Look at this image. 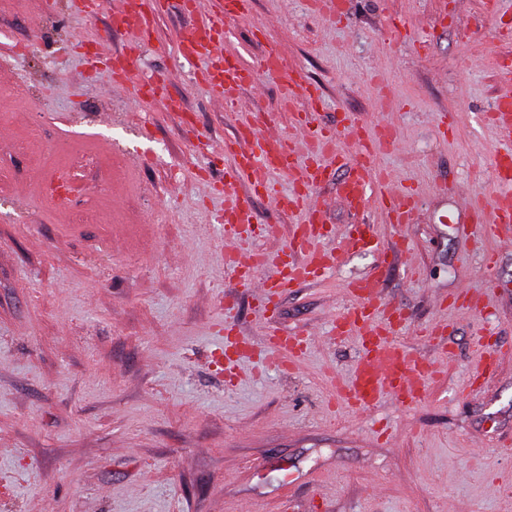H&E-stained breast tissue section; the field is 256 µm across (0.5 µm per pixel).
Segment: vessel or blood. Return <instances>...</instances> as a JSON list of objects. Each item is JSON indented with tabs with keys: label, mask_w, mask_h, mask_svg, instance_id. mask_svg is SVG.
<instances>
[{
	"label": "vessel or blood",
	"mask_w": 512,
	"mask_h": 512,
	"mask_svg": "<svg viewBox=\"0 0 512 512\" xmlns=\"http://www.w3.org/2000/svg\"><path fill=\"white\" fill-rule=\"evenodd\" d=\"M254 0H118L113 14L115 27L136 35L133 45L112 57V86L133 88L131 102L141 108L146 100L162 90V81L142 82L135 62L140 45L153 39L157 17L177 8L194 15L217 8L220 16L185 30L176 42L178 52L203 61V75L224 104H238L245 87H258L260 75L279 77L283 84L282 105L293 111V134L273 133L268 119L253 115L251 122L239 125L224 139V272L238 285L256 286L255 308L266 322H274L281 297L298 285L316 280L335 268L337 261L375 246L372 225L353 224L340 235L334 247L325 244L329 231L323 222L324 209L314 189L336 171H344L339 196L348 209L362 213L371 194L384 200V212L391 223L414 221L418 197L410 191L396 190L387 171L374 163V147L393 144L391 124L380 125L371 136L356 124L337 129L321 122L322 96L305 86L302 78L289 71L277 43L269 42L256 65H245L238 52L227 43L225 23L251 17ZM488 118L497 138L512 143V95L496 99ZM288 176L293 185L289 194H278L274 177ZM248 181L247 193L236 186ZM500 189L491 199L471 195L468 208L473 217L466 232L474 238L490 234L512 240V178L499 177ZM266 198L278 211L300 215L288 240L278 253L252 251L240 256V244L274 233L272 225L256 222L254 201ZM346 307L333 322V333L356 337L361 358L348 379H332L337 397L353 410L367 411L383 394H390L400 405L411 406L425 395L429 382L438 373L437 365H427L410 354L396 335L407 317L391 307L382 295L379 268L353 278L344 288ZM494 295L493 284L461 289L456 308L473 314L487 313ZM224 322L218 330L224 346L218 349L215 365L224 372L225 384L241 380L243 363L291 365L305 354L309 341L277 331L268 332L261 346H254L236 334L232 303L224 305ZM497 352L481 351L469 383L477 385L496 370Z\"/></svg>",
	"instance_id": "1"
}]
</instances>
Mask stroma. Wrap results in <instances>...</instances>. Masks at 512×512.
<instances>
[{
    "mask_svg": "<svg viewBox=\"0 0 512 512\" xmlns=\"http://www.w3.org/2000/svg\"><path fill=\"white\" fill-rule=\"evenodd\" d=\"M500 8L493 19L481 0H347L330 21L309 0H254L252 20L228 24L248 65L265 42L280 45L321 93L325 122L346 118L369 135L392 122L398 144L378 146L376 162L421 199L416 222L397 227L383 223L375 199L366 214L350 212L338 178L316 188L331 202L327 226L372 222L382 249L284 296L276 326L311 337L306 357L295 371L272 369L228 391L208 368L226 294L240 335L259 344L266 327L251 292L224 279L223 201L193 178L223 180L220 150L238 114L219 104L199 63L174 51L191 17L158 18L137 66L165 89L138 114L109 95L111 60L81 45L97 37L125 48L110 0L92 13L72 0L51 10L0 0V165L9 172L0 199V512H512V491L491 483L495 471L512 472V454L498 450L512 441V247L457 233L471 221L466 192L491 196L492 161L508 150L487 119L507 91L494 61L512 53V0ZM421 28L430 31L423 49L412 38ZM21 80L52 110L37 137L14 95ZM280 97L279 80L267 77L241 94L247 111L270 113L287 131ZM59 143L68 147L60 162L89 183L107 153L129 157L131 186L98 192L117 229L112 249L97 224L78 219L88 197L59 210L35 185L46 147ZM379 261L386 301L411 317L412 353L452 362L420 402L385 397L352 413L330 405L322 377L348 376L359 347L328 333L345 281ZM489 278V316L452 310L453 334L417 335L439 317L438 299ZM484 337L503 360L463 393Z\"/></svg>",
    "mask_w": 512,
    "mask_h": 512,
    "instance_id": "1",
    "label": "stroma"
}]
</instances>
